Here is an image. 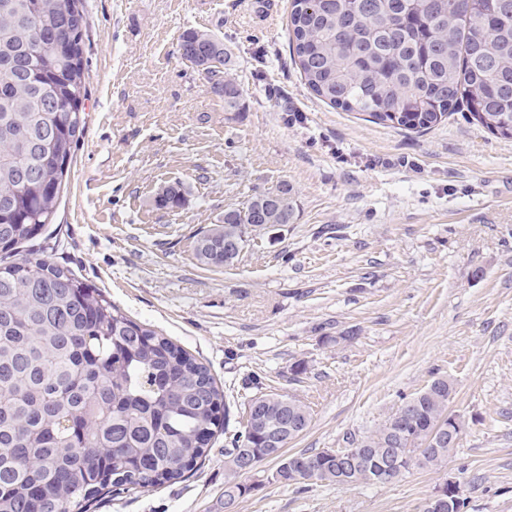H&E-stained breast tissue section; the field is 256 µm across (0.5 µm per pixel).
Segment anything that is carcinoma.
I'll list each match as a JSON object with an SVG mask.
<instances>
[{"instance_id": "carcinoma-1", "label": "carcinoma", "mask_w": 512, "mask_h": 512, "mask_svg": "<svg viewBox=\"0 0 512 512\" xmlns=\"http://www.w3.org/2000/svg\"><path fill=\"white\" fill-rule=\"evenodd\" d=\"M82 0H0V512H89L121 492L193 475L224 427V467L238 475L240 448L273 458L284 485L382 482V468L434 467L453 448L427 444L448 424L453 386L431 381L377 430L367 453L345 466L325 451L287 452L311 414L286 394H256L245 410L265 423L230 429L210 370L157 331L132 320L101 291L47 258L19 255L53 223L87 99ZM289 48L308 88L346 112L393 128L429 130L456 108L512 138V0H292ZM182 56L220 75L224 109H243L224 39L188 29ZM260 194L224 210L194 255L226 268L247 212L290 224L293 206ZM252 487L224 484L233 505Z\"/></svg>"}]
</instances>
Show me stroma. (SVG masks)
<instances>
[{
    "mask_svg": "<svg viewBox=\"0 0 512 512\" xmlns=\"http://www.w3.org/2000/svg\"><path fill=\"white\" fill-rule=\"evenodd\" d=\"M83 7L85 129L34 248L207 365L231 420L252 376L303 401L292 453L344 447L434 378L454 386L446 462L304 487L271 481L267 459L239 475L252 491L237 512H421L449 480L462 512H512V138L463 110L413 132L321 101L289 54L290 0ZM187 29L231 49L242 111L182 58ZM176 185L182 205L158 207ZM284 186L292 223L253 234L233 268L197 263L198 232ZM210 448L190 478L90 512H224L223 436Z\"/></svg>",
    "mask_w": 512,
    "mask_h": 512,
    "instance_id": "obj_1",
    "label": "stroma"
}]
</instances>
